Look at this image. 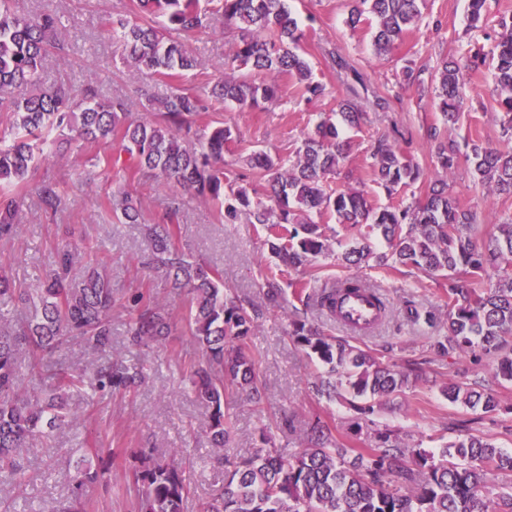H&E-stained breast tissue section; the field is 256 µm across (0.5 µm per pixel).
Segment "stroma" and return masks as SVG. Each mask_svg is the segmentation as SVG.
Masks as SVG:
<instances>
[{
	"label": "stroma",
	"instance_id": "stroma-1",
	"mask_svg": "<svg viewBox=\"0 0 512 512\" xmlns=\"http://www.w3.org/2000/svg\"><path fill=\"white\" fill-rule=\"evenodd\" d=\"M349 0H288L305 36L300 52L308 61L315 80L325 93L305 101L299 88L282 80L281 93L268 109L238 111L235 105H215L197 120L198 128L224 124L238 134V141L224 151L228 163L226 179L234 186L260 188L255 171L241 163V156L264 149L283 159H294L304 134L321 120L340 122V103L351 99L363 109L360 128H344L351 142L345 163L350 178L330 180V187L346 184L368 192L374 206L386 207L394 200L410 201V191L390 197L369 176L370 151L382 137L401 133L406 154L425 172H432L435 143L427 136L431 126L439 127L449 143L464 146L480 141L506 144L499 108L491 93L492 69L484 67L477 75H466L467 104L459 123L444 127L436 108L434 69L443 56L461 57L471 49L491 51L499 30L497 20L512 14V0H488L487 19L482 27H469L467 0H424L422 19L404 37L397 52L376 54L372 30L363 24L352 29L345 25ZM23 13H49L60 23L63 48L46 58L40 73L44 85L68 82L93 86L100 96L125 97L134 116H145L138 95L144 78L120 55L112 38L104 33L109 18L128 17L132 0H17ZM190 53L198 58L197 70L184 78V85L200 86L224 74V19L215 16L210 30L180 35ZM336 51L348 59L359 79H340L325 59L326 51ZM413 65L421 89H401L402 68ZM401 94L386 112L375 110V97L393 98ZM104 147L95 145L77 154L60 152L41 158L25 192L19 214L20 232L8 244L0 243V266L5 267L16 285L29 287L35 275L49 269L58 245L77 246L82 270L104 271L112 280L117 298L142 296L155 302L171 318L169 336L159 344L141 349L125 346V330L130 315L123 308L112 313V355L143 368L146 379L130 393L101 398L91 391L74 393L70 408L76 425L54 431L44 443L34 444L25 455L26 481L15 485L0 476V501L11 503L12 512H47L48 506L66 495L80 449L99 454L110 466L112 484L96 493L88 512H135L133 495L124 488L131 458L146 450L160 460L178 459L186 471L191 491L182 512H203L216 489L224 482V470L213 462L214 452L205 433L209 411L187 390L186 378L203 361L186 326L191 296L169 288L145 260L150 252L141 224L119 222L104 203L118 187H125L145 220L161 213L170 191L156 187L151 179H136L121 165L106 166ZM59 181L64 199L57 210H45L38 200V186L45 177ZM453 196L461 207L477 213L481 223L501 224L512 217V198L496 195L481 187L467 163H459L448 177ZM179 222L173 228V242L188 259L201 260L217 268L225 288L243 301L264 304L261 282L275 274L280 287L303 280L312 284L334 282L349 276L350 270L338 264L335 256L318 258L299 271L282 269L270 254L263 225L247 220L225 223L216 205L182 194ZM361 277L388 299L390 311L384 325L367 337H348L350 344L370 352L383 364L406 366L417 362L412 382L390 403L381 405L374 426L354 429L353 414L337 402L315 396L311 385L329 379L328 366L307 356L288 336V324L298 305L285 296L278 307L261 319L247 339L255 367L265 384L262 404L247 402L234 389L227 390L224 404L234 421L227 459L253 453L261 447L260 431L269 428L276 447L288 453L304 448V435L313 417L327 421L338 442L346 448L375 445V426L401 430L409 445H422L440 454L445 445L472 433L493 439L512 452V384L497 379V361L453 351L440 355L434 348L436 337L445 335L448 324V296L445 281L406 268L363 267ZM419 310L433 312L434 323L411 322L405 313L406 301ZM482 377L491 381L500 402L498 411L483 412L449 401L441 392L448 382L467 383Z\"/></svg>",
	"mask_w": 512,
	"mask_h": 512
}]
</instances>
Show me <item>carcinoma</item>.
<instances>
[{"mask_svg":"<svg viewBox=\"0 0 512 512\" xmlns=\"http://www.w3.org/2000/svg\"><path fill=\"white\" fill-rule=\"evenodd\" d=\"M209 10L197 0H134V17L110 19L106 30L119 35L122 55L139 71L179 82L199 67L198 59L168 37L171 32H204L213 14L224 15V29L236 33L224 55V79L199 87L178 86L157 98L147 85L141 96L155 112L150 121L131 117L124 98L97 97L92 87L69 84L42 87L39 71L44 56L58 49L55 19L50 15L19 14L12 0H0V125L8 124L11 139L0 137V242L19 234L17 215L24 203L28 176L36 154L49 155L62 147L82 152L92 144L112 146L126 155L125 168L153 179L160 187L182 191L224 208V222L241 214L269 231L272 254L289 269L304 267L330 252L323 216L351 230L363 225L364 242L336 254L342 264L360 268L373 261L389 269L416 267L448 282V335L437 340L443 354L481 347L498 356V376L512 382V276L489 288H478L502 264H512V220L491 232L470 209H463L448 192L445 177L458 162V153L440 144L439 172L419 196L408 203L375 208L367 195L346 187L333 190L328 177L340 171L350 150L335 123L321 121L304 135L289 166L264 151L246 158L266 181L262 199L243 187L224 191V148L237 139L229 126H212L201 147L186 145L180 132L217 104L234 103L243 112L261 108L279 97V79L292 77L312 99L325 87L313 79L299 52L303 33L286 0H210ZM487 0H469L468 20L473 28L485 20ZM422 0H353L345 23L355 29L375 19L373 43L379 54L398 48L404 34L418 25ZM502 29L495 46L493 93L501 108L503 134L512 139V15L498 20ZM486 54L476 52L461 62L444 59L435 73L437 109L444 124L459 122L465 104L464 72L481 71ZM250 69L256 82L238 80L233 73ZM371 179L392 196L425 179L424 169L386 137L371 152ZM476 180L505 197H512V146L473 142L465 154ZM39 200L47 209L63 201L61 186L43 180ZM113 205L125 220L139 223L140 212L128 193L118 192ZM180 203L171 201L157 224L145 226L152 246V267L163 273L171 288L192 295L187 327L192 341L205 353L206 366L190 374L189 390L210 410L208 434L217 460L233 428L224 410V392L236 388L255 403L262 399L255 363L247 339L264 310L224 292L217 273L190 263L172 247L170 225L178 219ZM378 233L388 251L377 253L366 242ZM369 285L360 277L339 280L308 292L305 283H293L292 295L333 313L336 293L354 292ZM116 304L112 282L96 269L79 274L75 250L56 249L51 272L33 288H17L0 267V307L10 305L20 317L0 324V474L21 484L26 479L24 452L30 444L73 421L68 404L71 390L88 387L102 396L129 392L143 379L142 371L112 358V309ZM135 315L128 322V345L147 348L167 335L169 323L161 309L134 296ZM289 337L306 353L343 373L345 381L312 385L316 395L346 402L355 419L373 423L375 404L409 386L412 366L400 370L376 356L329 336L296 315ZM69 340L108 359L76 374L44 352ZM32 375L50 381L24 386L22 361ZM442 392L452 402L498 409L499 401L485 392L481 379L451 383ZM331 428L314 420L307 446L288 455L281 448H261L229 463L224 485L206 512H512V487L494 498L486 495V472H512V453L483 436L468 434L451 444L453 453L442 459L422 448L410 447L392 429L377 431L376 445L356 451L350 460L340 451ZM108 469L85 461L72 477L71 494L49 512H87L90 495L109 484ZM137 512H182L190 484L175 462L142 458L130 473Z\"/></svg>","mask_w":512,"mask_h":512,"instance_id":"1","label":"carcinoma"}]
</instances>
